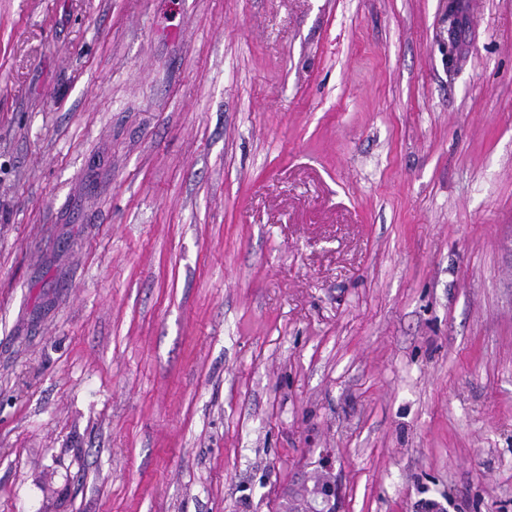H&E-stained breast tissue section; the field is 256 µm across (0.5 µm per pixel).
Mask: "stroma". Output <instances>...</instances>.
Instances as JSON below:
<instances>
[{
    "instance_id": "obj_1",
    "label": "stroma",
    "mask_w": 512,
    "mask_h": 512,
    "mask_svg": "<svg viewBox=\"0 0 512 512\" xmlns=\"http://www.w3.org/2000/svg\"><path fill=\"white\" fill-rule=\"evenodd\" d=\"M0 0V512H512V0ZM332 499H336V490L330 485H321L311 491V501L309 510L305 512H335V503L331 504Z\"/></svg>"
}]
</instances>
